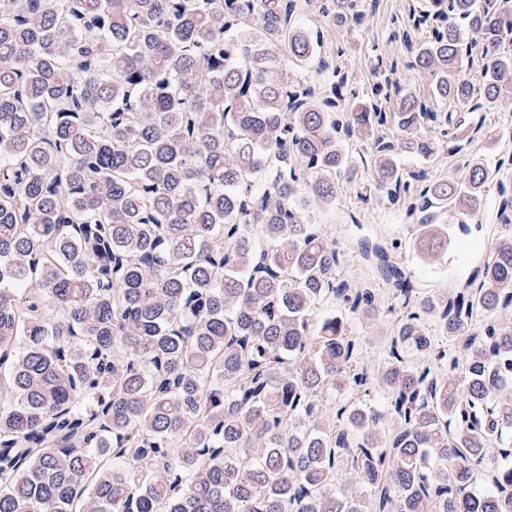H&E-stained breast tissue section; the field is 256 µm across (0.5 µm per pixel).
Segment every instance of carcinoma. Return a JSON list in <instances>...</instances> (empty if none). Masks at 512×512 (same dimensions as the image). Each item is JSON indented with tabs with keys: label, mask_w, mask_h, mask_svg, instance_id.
Instances as JSON below:
<instances>
[{
	"label": "carcinoma",
	"mask_w": 512,
	"mask_h": 512,
	"mask_svg": "<svg viewBox=\"0 0 512 512\" xmlns=\"http://www.w3.org/2000/svg\"><path fill=\"white\" fill-rule=\"evenodd\" d=\"M356 7L318 11L361 26ZM300 11L0 0V512H512V234L440 300L389 262L398 242L363 243L391 285L377 301L303 216L336 201L353 141L360 192L423 252L453 244L439 208L468 231L488 168L398 158L437 153L426 128L461 152L512 94V0L409 10L405 58L377 60L362 95ZM403 67L431 73L427 96ZM497 216L512 224L502 182ZM336 304L392 318L381 366L317 317Z\"/></svg>",
	"instance_id": "1"
}]
</instances>
